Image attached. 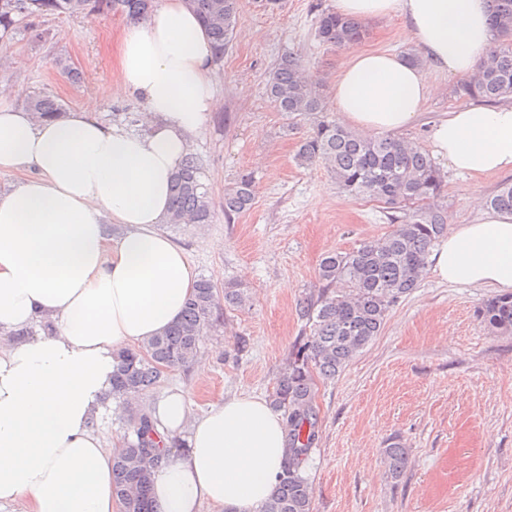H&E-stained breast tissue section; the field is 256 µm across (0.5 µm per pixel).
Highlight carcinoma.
<instances>
[{
	"label": "carcinoma",
	"instance_id": "carcinoma-1",
	"mask_svg": "<svg viewBox=\"0 0 512 512\" xmlns=\"http://www.w3.org/2000/svg\"><path fill=\"white\" fill-rule=\"evenodd\" d=\"M154 2L0 0V32L16 31L17 25L34 14L76 15L90 9L143 20L153 11ZM187 2L208 31L216 60H221L234 33L237 0ZM490 3L494 33L490 62L458 84L454 94L496 104L512 99V0ZM316 35L323 44L344 47L365 38L367 30L359 20L328 10L316 18ZM268 93L281 112L312 115L325 111L320 85L293 55L281 58L270 77ZM28 107L42 120L58 117L62 109L56 100L40 93L28 98ZM296 159L302 164H324L343 192L383 204L393 230L351 251L325 255L319 264L317 292L297 303L309 335L293 352L271 394V404L284 415L288 448L278 486L261 512H312L313 492L303 465L317 436L314 376L336 377L380 335L390 309L418 287L435 243L448 234L443 175L432 156L414 142L362 134L323 119L300 142ZM253 201L252 180L243 176L224 189V214L246 212ZM488 205L512 214V184L499 188ZM213 213L202 168L188 153L173 176L165 223L173 227L209 224ZM247 300L246 291L235 282H225L220 290L201 278L172 325L138 348L118 354L112 393L127 405L132 434L124 439L112 465L113 493L123 512H154L151 469L163 455L165 444L143 405L144 396L164 381L167 370L185 364L198 351L221 305L241 307ZM480 317L489 328L512 334V294L487 300ZM385 454L392 477H401L408 466V450L394 443Z\"/></svg>",
	"mask_w": 512,
	"mask_h": 512
}]
</instances>
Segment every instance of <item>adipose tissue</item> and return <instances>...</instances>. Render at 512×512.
<instances>
[{
    "label": "adipose tissue",
    "mask_w": 512,
    "mask_h": 512,
    "mask_svg": "<svg viewBox=\"0 0 512 512\" xmlns=\"http://www.w3.org/2000/svg\"><path fill=\"white\" fill-rule=\"evenodd\" d=\"M360 20L399 16L421 66L351 47L333 99L354 129L397 135L430 97L429 71L468 76L492 47L488 0H334ZM209 38L186 0H163L127 24L119 93L144 105L143 131L97 118L86 102L41 121L0 90V508L120 512L111 441L98 428L112 403L118 353L180 315L195 274L184 249L159 232L171 179L221 102ZM430 141L450 170L512 173V106L472 103L434 122ZM124 226L119 237L109 224ZM445 283L512 293V215L481 211L449 226L431 257ZM168 436L186 434L152 471L155 512H260L283 468L287 431L263 398L240 394L192 414L182 390L148 402Z\"/></svg>",
    "instance_id": "adipose-tissue-1"
}]
</instances>
